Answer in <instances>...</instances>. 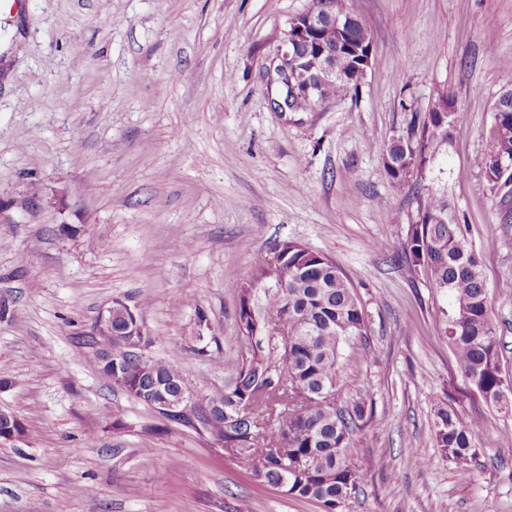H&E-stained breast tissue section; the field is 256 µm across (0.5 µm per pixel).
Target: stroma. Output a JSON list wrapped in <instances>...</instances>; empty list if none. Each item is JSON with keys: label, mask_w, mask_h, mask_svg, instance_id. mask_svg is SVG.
I'll return each instance as SVG.
<instances>
[{"label": "stroma", "mask_w": 512, "mask_h": 512, "mask_svg": "<svg viewBox=\"0 0 512 512\" xmlns=\"http://www.w3.org/2000/svg\"><path fill=\"white\" fill-rule=\"evenodd\" d=\"M316 0H0V512H323L165 424L80 343L113 297H150V355L200 393L240 356L238 290L288 240L353 278L364 335L345 342L342 399L363 398L347 512H512V414L463 377L446 300L391 242L438 189L481 258L502 375L512 380V199L478 165L512 74V0H352L373 54L356 89L276 112L267 68ZM448 145L394 186L382 151L440 91ZM208 319L199 329L198 314ZM477 420L472 476L436 444L435 412Z\"/></svg>", "instance_id": "stroma-1"}]
</instances>
